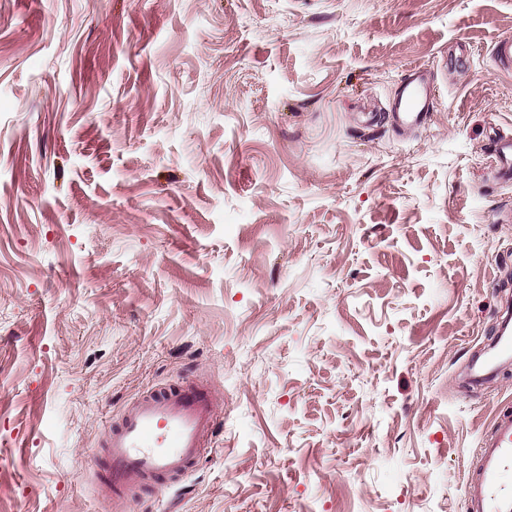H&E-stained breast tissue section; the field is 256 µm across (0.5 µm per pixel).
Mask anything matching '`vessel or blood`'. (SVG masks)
<instances>
[{
    "mask_svg": "<svg viewBox=\"0 0 512 512\" xmlns=\"http://www.w3.org/2000/svg\"><path fill=\"white\" fill-rule=\"evenodd\" d=\"M435 97L420 68H411L395 103L397 123H421ZM491 157L498 178L511 182L512 137L497 138ZM220 423L210 391L194 382L133 402L118 424L104 432L107 464L102 483L107 497L118 503L129 488L155 483L166 493L181 489ZM463 495L467 512H512V412L499 413L480 439L475 473L465 482Z\"/></svg>",
    "mask_w": 512,
    "mask_h": 512,
    "instance_id": "1",
    "label": "vessel or blood"
}]
</instances>
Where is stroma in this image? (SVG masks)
<instances>
[{
    "instance_id": "stroma-1",
    "label": "stroma",
    "mask_w": 512,
    "mask_h": 512,
    "mask_svg": "<svg viewBox=\"0 0 512 512\" xmlns=\"http://www.w3.org/2000/svg\"><path fill=\"white\" fill-rule=\"evenodd\" d=\"M508 35L512 0H0V512H113L107 421L183 380L223 421L169 512H467L512 406L470 381ZM409 72L400 86L394 109L396 122L403 126L421 123L436 97L434 87L419 67H413Z\"/></svg>"
}]
</instances>
